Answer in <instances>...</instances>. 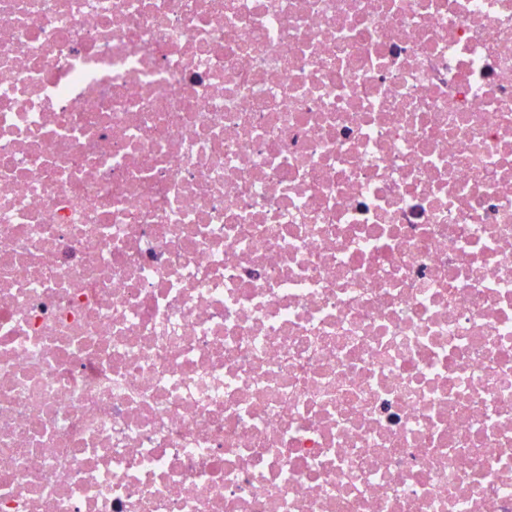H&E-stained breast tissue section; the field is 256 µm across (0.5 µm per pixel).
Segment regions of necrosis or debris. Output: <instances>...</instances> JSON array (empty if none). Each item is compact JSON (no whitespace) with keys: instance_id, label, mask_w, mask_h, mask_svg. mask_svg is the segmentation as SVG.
I'll return each instance as SVG.
<instances>
[{"instance_id":"necrosis-or-debris-1","label":"necrosis or debris","mask_w":512,"mask_h":512,"mask_svg":"<svg viewBox=\"0 0 512 512\" xmlns=\"http://www.w3.org/2000/svg\"><path fill=\"white\" fill-rule=\"evenodd\" d=\"M0 512H512V0H0Z\"/></svg>"}]
</instances>
